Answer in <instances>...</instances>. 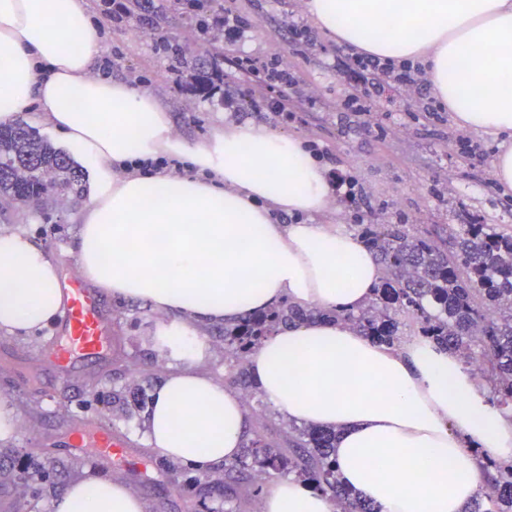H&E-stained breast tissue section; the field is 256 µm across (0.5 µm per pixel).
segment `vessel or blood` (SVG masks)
I'll use <instances>...</instances> for the list:
<instances>
[{
	"mask_svg": "<svg viewBox=\"0 0 512 512\" xmlns=\"http://www.w3.org/2000/svg\"><path fill=\"white\" fill-rule=\"evenodd\" d=\"M110 332L111 325L102 312L96 292L84 287L80 281H72L63 324L58 336L51 340L45 361L61 371H69L86 356L108 352ZM71 434L75 447L90 450L94 457H104L127 466L134 463L125 451L124 440L108 425L81 422Z\"/></svg>",
	"mask_w": 512,
	"mask_h": 512,
	"instance_id": "vessel-or-blood-1",
	"label": "vessel or blood"
}]
</instances>
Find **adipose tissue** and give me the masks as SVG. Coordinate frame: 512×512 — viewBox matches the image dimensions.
Wrapping results in <instances>:
<instances>
[{
    "label": "adipose tissue",
    "instance_id": "obj_1",
    "mask_svg": "<svg viewBox=\"0 0 512 512\" xmlns=\"http://www.w3.org/2000/svg\"><path fill=\"white\" fill-rule=\"evenodd\" d=\"M313 23L355 51L422 61L432 92L464 129L507 140L493 176L512 193V0H307ZM422 17L411 29L408 19ZM103 31L88 0H0V123L38 112L92 171L76 215L79 267L112 296L164 320L155 347L175 369L155 386L152 453L199 473L237 459L252 437L238 391L206 370L204 330L287 300L355 311L384 270L328 212L326 169L297 137L226 123L201 141L175 136L152 94L95 77ZM483 47L482 65L470 62ZM178 159L171 172L161 159ZM156 162L146 172L141 161ZM301 222L278 223L281 214ZM68 296L50 253L21 229L0 230V332L54 324ZM254 387L284 418L335 430L342 481L379 512H466L486 489L477 456L512 457V420L458 356L421 336L387 346L341 320L281 328L248 358ZM53 512H146L119 479L86 475ZM257 512H334L295 481L268 487Z\"/></svg>",
    "mask_w": 512,
    "mask_h": 512
}]
</instances>
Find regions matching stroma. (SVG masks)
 Returning <instances> with one entry per match:
<instances>
[{
  "mask_svg": "<svg viewBox=\"0 0 512 512\" xmlns=\"http://www.w3.org/2000/svg\"><path fill=\"white\" fill-rule=\"evenodd\" d=\"M241 7L254 15L257 25L244 34L237 50L264 57L278 56L292 67L301 87L317 99L310 111L299 113L296 121L278 119L269 112H231L225 97H247V83H229L210 99L196 95L172 71L166 57L154 50L155 32L175 37L184 53L197 49V33L185 20L165 22L159 28H144L138 40H130L128 29L102 18L103 60L115 79L135 78L136 88L159 98L170 112L175 132L189 140L209 136L225 118L256 122L269 128L317 143L332 155L330 174L352 176L356 189L366 197L368 224H411L417 228L435 225H512V195H502L492 182V161L497 144L491 137L471 132L481 151L466 159L458 151L461 130L452 112L430 117L415 112L406 98L385 87L376 110L364 115L345 112L340 102L349 87L336 70L338 43L319 30L315 46L293 48L288 42L290 18L307 19L306 0H241ZM77 201L57 199L38 210L0 200V227L22 229L51 252L65 280L78 278L74 262ZM105 314H117L119 334L127 355L121 368H113L111 356L83 360L78 369L61 374L45 366L30 375L32 364L42 358L50 336L41 331L21 338L0 333V399L18 416L14 440L0 445V454L19 452L73 466L77 476L96 473L86 454L72 448L66 421L97 420L126 436L132 449L144 450L143 414L125 415L111 404L97 400L95 390L112 386L144 387L152 390L166 375L169 362L157 355L154 336L160 313L145 303L131 301L117 307L109 294L101 296ZM109 477L122 478L148 504L147 512H224L223 497L195 498L185 488L189 474L172 477L153 461L134 467L109 466ZM54 492L31 483L6 484L0 490V505L11 512H52Z\"/></svg>",
  "mask_w": 512,
  "mask_h": 512,
  "instance_id": "1",
  "label": "stroma"
}]
</instances>
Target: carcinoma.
I'll use <instances>...</instances> for the list:
<instances>
[{"mask_svg": "<svg viewBox=\"0 0 512 512\" xmlns=\"http://www.w3.org/2000/svg\"><path fill=\"white\" fill-rule=\"evenodd\" d=\"M150 0H124L127 20L147 18ZM180 18L192 22L199 50L186 56L169 37L155 49L171 62L191 90L204 98L220 89L224 50L205 31L206 19L224 9V0H172ZM84 173L64 152L56 149L27 123L0 126V198L38 206L61 193L84 194ZM358 238L374 251L385 277L372 300L358 311L336 314L364 335L386 345L400 336V317L411 319L419 333L458 354L465 366L481 371L490 383L489 402L512 410V226L458 224L448 236L415 230L407 224H359ZM317 317H330L318 308L288 302L266 313H246L224 327L227 381L253 398L245 363L262 340L280 326ZM288 449L266 441L258 431L244 446L224 476L258 494L280 475L292 474L328 497L336 512H376L359 493L346 488L336 470V431L312 426H289ZM493 474L483 496L468 512H512V459L485 456ZM66 465L48 467L26 454L7 475L11 481L53 483Z\"/></svg>", "mask_w": 512, "mask_h": 512, "instance_id": "obj_1", "label": "carcinoma"}]
</instances>
